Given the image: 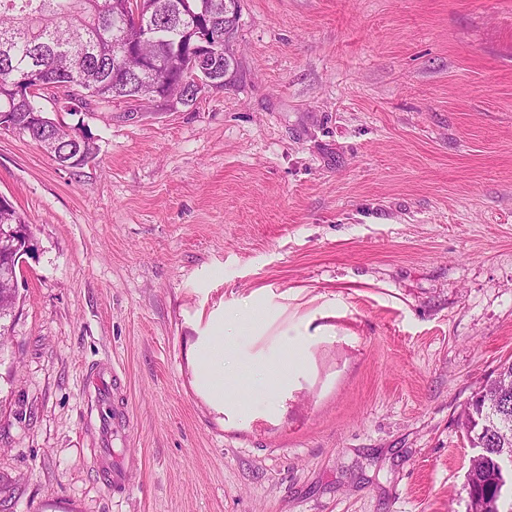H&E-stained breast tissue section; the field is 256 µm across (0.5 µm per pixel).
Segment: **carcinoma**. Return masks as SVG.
Listing matches in <instances>:
<instances>
[{
	"mask_svg": "<svg viewBox=\"0 0 512 512\" xmlns=\"http://www.w3.org/2000/svg\"><path fill=\"white\" fill-rule=\"evenodd\" d=\"M241 11L224 14V0H144L135 17L132 0H0V125L40 143L51 139L55 154L84 165L96 154L91 138L45 119L39 99L59 90L75 114L91 103H109L127 86L141 82L117 61L129 49L145 44L151 61L149 83L182 84L181 102L195 105L193 74L199 72L198 34L220 28V41L203 60L213 81L224 88L240 77L239 62L226 54L238 32ZM39 70V80L26 81ZM0 227L14 233L0 237V330L18 301L12 277L15 256L26 246L28 224L6 200H0ZM481 401L467 402L458 424L471 444L482 448L467 471L468 512H512V487L495 499L503 462L512 469V389L489 379L479 387Z\"/></svg>",
	"mask_w": 512,
	"mask_h": 512,
	"instance_id": "carcinoma-1",
	"label": "carcinoma"
}]
</instances>
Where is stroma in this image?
Instances as JSON below:
<instances>
[{
    "label": "stroma",
    "instance_id": "1",
    "mask_svg": "<svg viewBox=\"0 0 512 512\" xmlns=\"http://www.w3.org/2000/svg\"><path fill=\"white\" fill-rule=\"evenodd\" d=\"M232 87L0 130L29 226L0 350L5 512H467L463 405L512 357V0H242ZM270 388L200 386L222 318ZM125 376L91 466L92 367ZM297 365V359L293 352H290L288 358L265 364L262 369L255 372V375L260 379H266L269 382H276L278 384L286 379L295 370ZM122 388V380L117 374H113L109 381L103 378L98 385V396L93 399L90 397L87 405V416L92 418L94 411H97L99 418V440L100 443L105 446L99 448V453L96 454L95 465L101 470L107 477V481L112 486L124 485V473L123 467L112 466V431L121 427L125 422L123 412L116 407L112 413L108 414L107 409L102 408V403H107L110 397L114 396L116 392Z\"/></svg>",
    "mask_w": 512,
    "mask_h": 512
}]
</instances>
